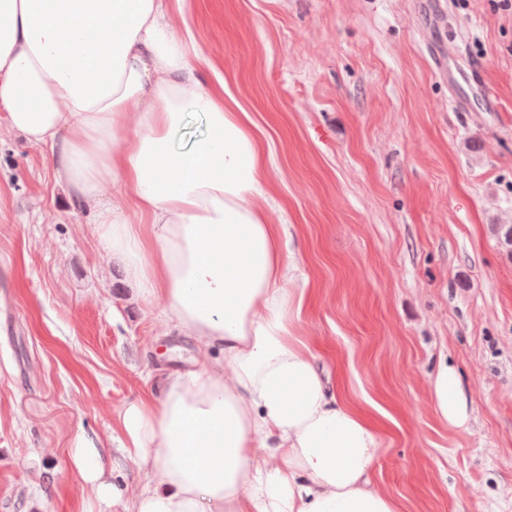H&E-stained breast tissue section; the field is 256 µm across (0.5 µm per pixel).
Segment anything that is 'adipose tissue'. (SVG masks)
Listing matches in <instances>:
<instances>
[{"label":"adipose tissue","mask_w":512,"mask_h":512,"mask_svg":"<svg viewBox=\"0 0 512 512\" xmlns=\"http://www.w3.org/2000/svg\"><path fill=\"white\" fill-rule=\"evenodd\" d=\"M191 113L206 131L177 148ZM2 129L47 148L93 204L109 259L200 352L120 415V446L146 474L133 512H403L370 479L380 420L292 330L305 291L288 287L284 229L267 218L270 139L195 78L163 0H0ZM430 400L442 421L467 422L447 362ZM69 461L91 492L84 512L114 502L84 435Z\"/></svg>","instance_id":"1"}]
</instances>
